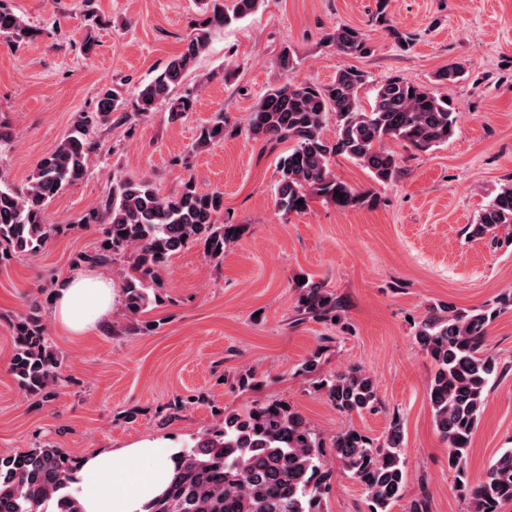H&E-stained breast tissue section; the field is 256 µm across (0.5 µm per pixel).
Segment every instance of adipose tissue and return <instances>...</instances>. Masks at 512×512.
I'll return each mask as SVG.
<instances>
[{"label": "adipose tissue", "instance_id": "adipose-tissue-1", "mask_svg": "<svg viewBox=\"0 0 512 512\" xmlns=\"http://www.w3.org/2000/svg\"><path fill=\"white\" fill-rule=\"evenodd\" d=\"M114 299L111 280L93 273L70 277L56 290L53 318L71 335L80 336L111 314ZM173 466L172 453L154 442L139 441L87 453L73 482L83 490V512H144L163 491Z\"/></svg>", "mask_w": 512, "mask_h": 512}]
</instances>
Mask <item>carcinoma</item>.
Returning a JSON list of instances; mask_svg holds the SVG:
<instances>
[{
  "label": "carcinoma",
  "mask_w": 512,
  "mask_h": 512,
  "mask_svg": "<svg viewBox=\"0 0 512 512\" xmlns=\"http://www.w3.org/2000/svg\"><path fill=\"white\" fill-rule=\"evenodd\" d=\"M203 19L182 51L149 83L136 91L138 110L151 112L169 106L171 116L193 109V98L173 94L186 72L207 47L211 31L252 14L259 0H200ZM49 31L35 27L0 4V38L19 49ZM326 40L340 52L365 56L372 48L365 35L348 25L336 27ZM462 66L450 64L435 74L438 83H455ZM365 74L353 67L336 73L326 86L310 82L285 83L265 91L248 123L255 140L290 142L288 154L277 162L281 177L275 197L283 214L302 213L311 196H321L340 208L365 202L366 195L338 179L333 159L344 156L368 170L378 183L398 172L397 158L387 146L398 141L426 152L450 139L454 117L447 102L432 90L393 77L376 88L370 109L360 104ZM123 108L117 88L100 92L96 104L76 113L71 131L39 161L24 189L0 177V261L16 254H37L57 226L47 221L51 200L87 175V161L100 150L93 136L97 126L112 120ZM333 118L336 135L324 134ZM224 121L200 126L195 147L224 140ZM304 204L296 205L298 200ZM224 195L203 191L193 180L181 190L160 194L145 178L120 177L97 209L82 217L83 224H101L102 240L93 252L82 253L77 264L107 267L123 257V308L131 317L120 332L147 334L155 323L141 316L160 302L153 284L171 257L192 242L204 244L206 256L219 259L233 229L219 223ZM512 227V184L502 186L473 225L481 237ZM298 309L325 323L343 322L335 297L319 282L305 278ZM512 311V291L494 303L470 310L452 305L432 310L420 323L415 340L435 365L428 396L436 430L448 442V467L455 472L454 491L468 512H500L512 503V448L498 454L483 477L472 481L466 470L472 434L479 424L491 382L504 369L488 352L492 323ZM15 349L10 371L22 391L48 395L61 381V361L39 315H26L15 325ZM337 412L360 414L379 403L372 377L353 365L312 381ZM399 421L390 424L381 444L354 428L336 432L324 443L320 432L288 402L257 403L248 410L226 413L221 423L193 439L175 455L174 475L147 512H325V457L364 494L368 512H392L404 497L408 464ZM78 460L56 445L38 444L0 458V512H81L77 497L67 491Z\"/></svg>",
  "instance_id": "cac0c4a2"
}]
</instances>
